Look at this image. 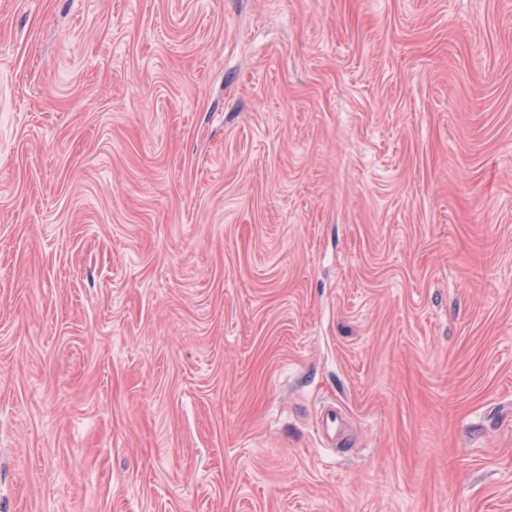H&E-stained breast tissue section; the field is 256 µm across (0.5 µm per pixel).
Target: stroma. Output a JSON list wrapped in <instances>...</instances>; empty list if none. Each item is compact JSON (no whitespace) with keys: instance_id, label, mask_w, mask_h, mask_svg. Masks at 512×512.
I'll return each instance as SVG.
<instances>
[{"instance_id":"1","label":"stroma","mask_w":512,"mask_h":512,"mask_svg":"<svg viewBox=\"0 0 512 512\" xmlns=\"http://www.w3.org/2000/svg\"><path fill=\"white\" fill-rule=\"evenodd\" d=\"M0 512H512V0H0Z\"/></svg>"}]
</instances>
